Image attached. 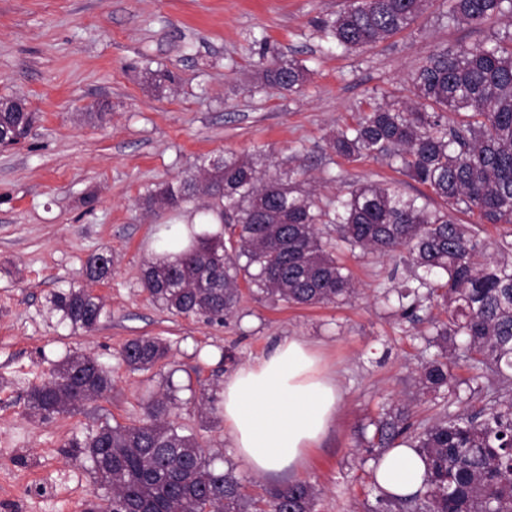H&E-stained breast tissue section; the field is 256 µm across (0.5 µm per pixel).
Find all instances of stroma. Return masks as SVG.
Returning <instances> with one entry per match:
<instances>
[{
	"label": "stroma",
	"mask_w": 512,
	"mask_h": 512,
	"mask_svg": "<svg viewBox=\"0 0 512 512\" xmlns=\"http://www.w3.org/2000/svg\"><path fill=\"white\" fill-rule=\"evenodd\" d=\"M343 0H0V100L26 99L28 136L0 147V512H82L98 489L86 458L66 444L101 421L140 420L151 392L173 377L176 421L225 462L237 457L221 410L200 412L193 386L221 387L241 365L284 337L313 343L341 392L336 422L310 450L302 480L320 489L316 512H366L374 504L376 453L363 440L371 421L407 408L414 420L437 412L421 394L417 368L426 323L396 314L386 289L406 275L401 253L346 254L361 293L349 304L293 306L243 295L221 323L171 315L140 280L160 223H187L191 205L154 212L148 192L181 177L196 158L233 153L259 169L301 165L320 204L352 183H383L409 194L420 184L387 162L346 160L329 137L377 103L410 97V76L435 47H471L484 31L448 23L440 0L410 28L374 46L329 48L314 26ZM302 60V89L268 86L259 42ZM161 71L175 82H156ZM103 103L107 120L85 118ZM112 251V276L92 283L112 316L90 333H70L45 308L53 290L83 284L82 267ZM158 336L168 361L130 370L124 344ZM97 358L109 394L73 414L39 423L26 394L50 379L68 352Z\"/></svg>",
	"instance_id": "1"
}]
</instances>
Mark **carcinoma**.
I'll use <instances>...</instances> for the list:
<instances>
[{
	"mask_svg": "<svg viewBox=\"0 0 512 512\" xmlns=\"http://www.w3.org/2000/svg\"><path fill=\"white\" fill-rule=\"evenodd\" d=\"M428 0H346L320 31L345 51L373 46L406 29ZM453 24L477 27L512 15V0H442ZM264 81L295 93L309 69L295 58L260 53ZM417 103L379 105L340 128L328 147L345 159L372 157L426 188L420 196L384 184L351 185L323 209L300 180L259 171L252 159L230 153L204 157L197 172L146 196L176 211L199 195L200 224H162L158 250L141 267V282L163 309L184 317L222 320L232 315L246 284L259 300L315 306L346 303L357 295L354 277L340 261L342 249L391 255L403 248L408 277L396 288L404 318L427 315L438 351L421 362V393L457 394L465 385L480 395L483 380L512 382V242L496 252L453 212L487 224H512V32L493 31L471 48L437 47L410 77ZM26 115L0 112V137L15 144L27 134ZM437 198L431 209L419 198ZM217 219L223 228L207 227ZM332 224L336 237L324 235ZM112 275V252L86 261L84 276ZM48 313L72 333H90L111 316L106 302L84 286L59 288L46 298ZM440 307L446 319L432 315ZM464 337L457 352L448 340ZM157 337L123 347L124 363L146 371L166 360ZM465 367L454 375L448 364ZM112 390V377L94 357L77 351L56 365L51 378L26 396L30 417L49 422ZM172 380L150 398L143 418L128 425L99 423L67 447L85 455L101 489L111 495L84 502L83 512H315L319 490L304 481L269 487L254 496L235 468L205 451L172 419ZM370 448L407 443L422 452L424 490L407 497L383 491L370 512H512V397L491 393L477 409L445 412L427 423L407 411L374 422Z\"/></svg>",
	"mask_w": 512,
	"mask_h": 512,
	"instance_id": "obj_1",
	"label": "carcinoma"
}]
</instances>
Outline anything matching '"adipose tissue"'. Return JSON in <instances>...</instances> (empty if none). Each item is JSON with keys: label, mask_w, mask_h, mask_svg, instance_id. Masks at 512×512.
<instances>
[{"label": "adipose tissue", "mask_w": 512, "mask_h": 512, "mask_svg": "<svg viewBox=\"0 0 512 512\" xmlns=\"http://www.w3.org/2000/svg\"><path fill=\"white\" fill-rule=\"evenodd\" d=\"M224 434L253 475L301 471L308 448L326 435L336 418V382L310 342L289 337L260 360L224 379L220 393ZM426 465L406 445L376 463L382 491L407 496L424 483Z\"/></svg>", "instance_id": "obj_1"}]
</instances>
